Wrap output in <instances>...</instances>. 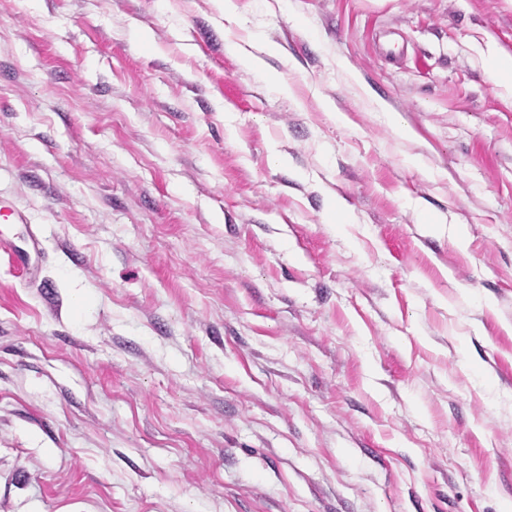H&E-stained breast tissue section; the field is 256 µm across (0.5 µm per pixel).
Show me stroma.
I'll use <instances>...</instances> for the list:
<instances>
[{
	"label": "stroma",
	"instance_id": "stroma-1",
	"mask_svg": "<svg viewBox=\"0 0 512 512\" xmlns=\"http://www.w3.org/2000/svg\"><path fill=\"white\" fill-rule=\"evenodd\" d=\"M237 5L0 0V512H512V0ZM257 54L251 53L243 50L239 46L235 45L234 50L237 52L239 57L241 58L242 63L250 68L258 72L264 71V58L263 56H281L283 53V48L280 44L269 41L262 40L257 42Z\"/></svg>",
	"mask_w": 512,
	"mask_h": 512
}]
</instances>
